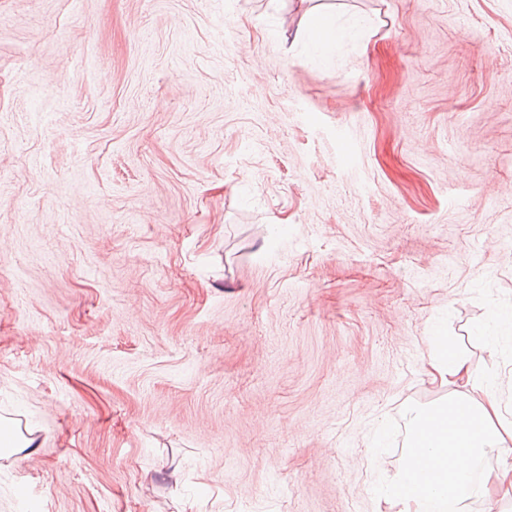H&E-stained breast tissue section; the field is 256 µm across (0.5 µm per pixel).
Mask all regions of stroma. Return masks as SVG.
Wrapping results in <instances>:
<instances>
[{"label": "stroma", "instance_id": "35a3bbf8", "mask_svg": "<svg viewBox=\"0 0 512 512\" xmlns=\"http://www.w3.org/2000/svg\"><path fill=\"white\" fill-rule=\"evenodd\" d=\"M509 307L512 0H0V512H388ZM33 438L17 435L11 424L0 420V459L9 458L30 448Z\"/></svg>", "mask_w": 512, "mask_h": 512}]
</instances>
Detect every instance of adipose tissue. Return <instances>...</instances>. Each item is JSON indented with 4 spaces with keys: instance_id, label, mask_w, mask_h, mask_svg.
<instances>
[{
    "instance_id": "1",
    "label": "adipose tissue",
    "mask_w": 512,
    "mask_h": 512,
    "mask_svg": "<svg viewBox=\"0 0 512 512\" xmlns=\"http://www.w3.org/2000/svg\"><path fill=\"white\" fill-rule=\"evenodd\" d=\"M425 373L453 393L407 410L420 451L404 459L384 500L391 512H469L471 503L512 489V421L492 388L494 371L476 377L448 337H433ZM493 453L499 464L490 468L485 461Z\"/></svg>"
}]
</instances>
